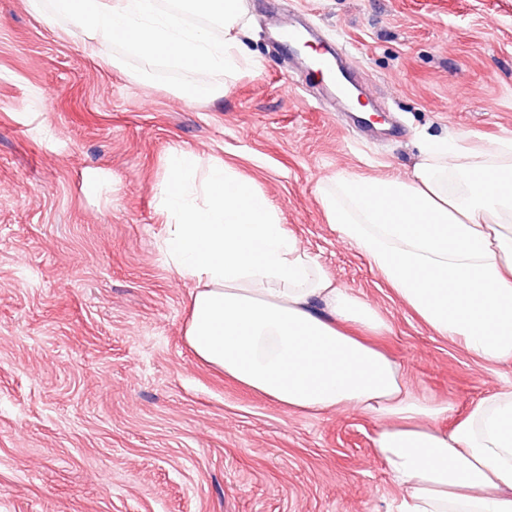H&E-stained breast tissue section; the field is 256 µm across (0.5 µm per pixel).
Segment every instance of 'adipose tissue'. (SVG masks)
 <instances>
[{"label": "adipose tissue", "instance_id": "1", "mask_svg": "<svg viewBox=\"0 0 512 512\" xmlns=\"http://www.w3.org/2000/svg\"><path fill=\"white\" fill-rule=\"evenodd\" d=\"M327 223L434 334L487 363L512 361V139L424 140L407 178L336 173L318 188ZM160 248L194 288L195 358L288 411L374 415V453L398 512H512V386L446 430L373 337L388 326L336 285L267 198L221 162L177 153L161 190Z\"/></svg>", "mask_w": 512, "mask_h": 512}]
</instances>
